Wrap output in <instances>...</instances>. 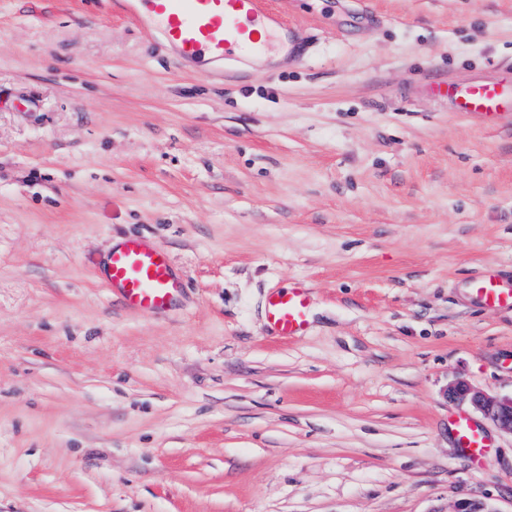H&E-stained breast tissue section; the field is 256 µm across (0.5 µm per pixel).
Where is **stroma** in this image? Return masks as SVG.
Masks as SVG:
<instances>
[{
  "instance_id": "35a3bbf8",
  "label": "stroma",
  "mask_w": 512,
  "mask_h": 512,
  "mask_svg": "<svg viewBox=\"0 0 512 512\" xmlns=\"http://www.w3.org/2000/svg\"><path fill=\"white\" fill-rule=\"evenodd\" d=\"M293 43L210 73L118 0H0V512H512V0H271ZM183 287L148 317L116 241ZM302 282L309 330L270 331ZM441 91L451 99L457 112L473 113L489 119L503 112H512V78L510 81L448 84ZM106 277L130 307L146 316L166 312L181 287L168 256L135 238L112 249ZM473 300L488 308H512V284L490 271L471 285ZM310 295V288L303 283L272 290L267 298L271 332L284 339L305 334L309 327ZM449 402L476 411L501 430L512 434V395L500 397L472 386L457 378L445 390ZM457 442L465 448L474 461H484L487 458V443L484 432L467 417L458 416L454 420Z\"/></svg>"
}]
</instances>
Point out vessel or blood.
Returning <instances> with one entry per match:
<instances>
[{
  "instance_id": "vessel-or-blood-1",
  "label": "vessel or blood",
  "mask_w": 512,
  "mask_h": 512,
  "mask_svg": "<svg viewBox=\"0 0 512 512\" xmlns=\"http://www.w3.org/2000/svg\"><path fill=\"white\" fill-rule=\"evenodd\" d=\"M128 11L141 27L162 37L176 60L191 61L200 70L223 65L237 56H263L286 46L292 34L267 0H127ZM456 111L492 119L512 112V80L450 84L443 90ZM106 277L124 301L146 316L162 315L180 290L168 256L140 239L113 249ZM475 302L486 307L512 308V284L488 272L471 285ZM310 289L298 283L272 290L267 320L273 334L284 339L300 336L309 327ZM457 442L472 460L484 461V432L467 417L454 420Z\"/></svg>"
}]
</instances>
